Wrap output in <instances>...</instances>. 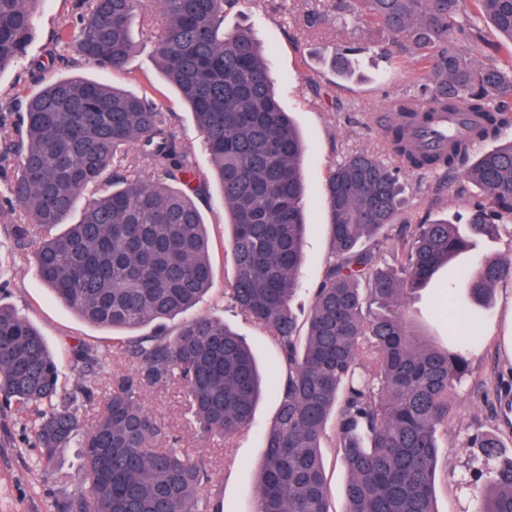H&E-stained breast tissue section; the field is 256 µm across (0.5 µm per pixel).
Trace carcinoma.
<instances>
[{
	"mask_svg": "<svg viewBox=\"0 0 512 512\" xmlns=\"http://www.w3.org/2000/svg\"><path fill=\"white\" fill-rule=\"evenodd\" d=\"M38 2L0 0V74L22 63L39 87L0 105V172L13 170L6 202L23 214L11 225L13 245L25 251L38 243L39 278L87 323L151 332L132 343L116 338L136 374L112 383L84 431L80 403L95 400V383L62 391L45 338L0 303V402L27 418L41 471L52 472L60 449H82L85 489L56 500L55 512H209L204 459L159 447L165 426L141 399L146 387L178 381L201 436L228 441L249 424L261 393L244 340L221 321L191 314L213 284L195 202L207 196L206 179L156 100L86 77L46 76L79 60L123 70L142 0H82L46 60L29 61ZM235 3L158 0V16L142 17V27L158 69L191 110L229 215L233 279L224 295L288 365L263 439L255 512H333L321 454L331 419L348 475L343 512H438L437 434L452 419L449 394L471 372L478 311L512 278V262L486 256L458 268L446 345L405 308L454 259L512 223V139L476 155L469 149L512 127V68L465 57L467 45L485 41L483 21L512 41V0H332L337 14L362 13L420 58L432 77V108L399 100L383 134L389 159L356 152L328 171L333 250L304 327L290 301L307 227L306 146L251 31L224 32ZM436 112L477 120L467 139L432 154L417 147L413 130ZM128 148L143 173L118 160ZM403 170L474 184L480 200L469 222L402 224L390 235ZM81 202L80 219L68 222ZM385 240L396 250L394 266L380 262ZM178 315L184 319L172 335L166 322ZM75 356L91 375L101 360L88 343ZM465 446L492 462L479 512H512V454L488 432L469 435Z\"/></svg>",
	"mask_w": 512,
	"mask_h": 512,
	"instance_id": "obj_1",
	"label": "carcinoma"
}]
</instances>
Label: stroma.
<instances>
[{"instance_id":"stroma-1","label":"stroma","mask_w":512,"mask_h":512,"mask_svg":"<svg viewBox=\"0 0 512 512\" xmlns=\"http://www.w3.org/2000/svg\"><path fill=\"white\" fill-rule=\"evenodd\" d=\"M73 3L41 0L29 57H41L52 33L73 24ZM327 4L328 0H238L224 17L225 30L249 28L264 48L280 103L291 113L307 145L303 204L308 228L299 290L291 301L302 321L307 318L313 291L332 251L330 216L323 194L328 168L352 153L379 151L382 124L395 102L408 97L423 102L429 99L423 90L428 77L414 55L373 39L364 18L317 20V13L326 10ZM133 42L135 48L125 71L113 73L82 62L77 74L156 96L163 112L176 113L175 123L185 145L200 172L209 174L210 157L186 107L165 82L141 32H134ZM341 55L348 59L352 79H340L332 69L333 61ZM404 181L408 207L401 221L405 224H422L448 215L463 223L476 201L475 190L461 194L449 190L451 178L441 173L410 172ZM219 194L217 184H210L208 199L198 204L209 230L213 286L196 311L223 321L245 339L262 369L264 393L248 427L227 444L201 437L190 421L188 401L179 383L144 389L142 399L166 424L177 447L207 460L211 476L207 491L213 505L220 512H253L262 439L276 419V393L287 369L272 339L224 297L233 269L224 228L228 216L217 204ZM13 222V211L0 208V302L14 307L45 337L60 365V384L66 391H73L85 375L73 354L78 343L107 352L109 358L98 376V387L100 392H109L113 379L134 375V367L114 352L110 330L88 324L51 294L36 274L33 250L12 249ZM454 282L453 269L441 270L411 304L417 320L441 339L448 329L446 311L457 295ZM477 333L480 343L471 355L472 373L453 391L454 420L439 436V512H477L475 476L487 472L488 465L480 449L465 447L470 434L482 430L496 434L503 442L512 441V279L497 285L492 305L480 312ZM37 456L23 419L0 405V512H53L57 498L82 488L80 449H61L48 474L36 469ZM322 456L330 505L333 512H343L347 472L334 428L326 430Z\"/></svg>"}]
</instances>
